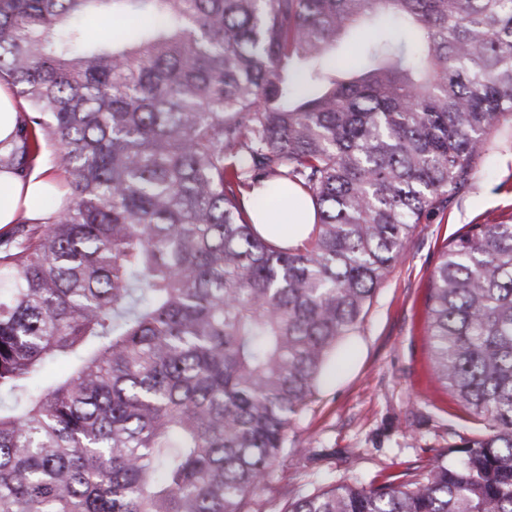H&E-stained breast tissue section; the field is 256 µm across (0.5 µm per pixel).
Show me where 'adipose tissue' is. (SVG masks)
Here are the masks:
<instances>
[{
	"label": "adipose tissue",
	"instance_id": "1",
	"mask_svg": "<svg viewBox=\"0 0 512 512\" xmlns=\"http://www.w3.org/2000/svg\"><path fill=\"white\" fill-rule=\"evenodd\" d=\"M64 182L50 178L42 170H33L27 177L0 171V229L15 223L21 210L32 208L35 201L61 194Z\"/></svg>",
	"mask_w": 512,
	"mask_h": 512
}]
</instances>
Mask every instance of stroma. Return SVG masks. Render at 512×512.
<instances>
[{
    "instance_id": "stroma-1",
    "label": "stroma",
    "mask_w": 512,
    "mask_h": 512,
    "mask_svg": "<svg viewBox=\"0 0 512 512\" xmlns=\"http://www.w3.org/2000/svg\"><path fill=\"white\" fill-rule=\"evenodd\" d=\"M505 156L490 152L470 189L418 225L353 336L347 363L289 430L287 452L255 512H276L284 495L329 483L399 478L470 434L464 408L433 371L427 304L448 241L474 224H512Z\"/></svg>"
}]
</instances>
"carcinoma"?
Instances as JSON below:
<instances>
[{"mask_svg": "<svg viewBox=\"0 0 512 512\" xmlns=\"http://www.w3.org/2000/svg\"><path fill=\"white\" fill-rule=\"evenodd\" d=\"M2 80L27 108L0 170L52 145L70 194L0 234V512H253L417 225L512 125V0H0ZM293 187L315 224L284 246L249 210ZM428 317L484 431L278 512H512V224L451 240Z\"/></svg>", "mask_w": 512, "mask_h": 512, "instance_id": "1", "label": "carcinoma"}]
</instances>
